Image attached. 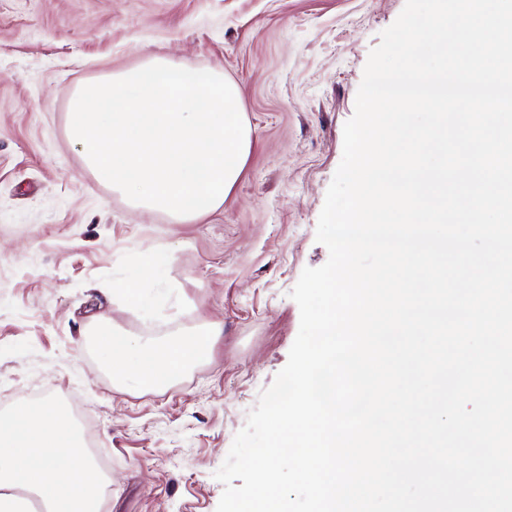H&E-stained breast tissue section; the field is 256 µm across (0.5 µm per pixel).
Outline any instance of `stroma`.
<instances>
[{"mask_svg":"<svg viewBox=\"0 0 512 512\" xmlns=\"http://www.w3.org/2000/svg\"><path fill=\"white\" fill-rule=\"evenodd\" d=\"M405 0H0V411L77 401L112 461L106 512H216L215 472L300 327L290 292L316 239L363 70ZM159 55L223 72L250 129L223 206L184 224L113 191L68 136L83 84ZM170 255L152 318L126 266ZM164 340L223 324L209 357L126 391L92 320Z\"/></svg>","mask_w":512,"mask_h":512,"instance_id":"obj_1","label":"stroma"}]
</instances>
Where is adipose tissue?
Returning a JSON list of instances; mask_svg holds the SVG:
<instances>
[{"label": "adipose tissue", "instance_id": "1", "mask_svg": "<svg viewBox=\"0 0 512 512\" xmlns=\"http://www.w3.org/2000/svg\"><path fill=\"white\" fill-rule=\"evenodd\" d=\"M168 265L169 257L161 251L149 269L127 268V279L139 284L131 298L143 313L152 312ZM223 333V325L212 322L206 340L172 338L156 343L106 325L93 329L101 359L128 388L173 381L205 360L209 337ZM107 482L86 457L69 414L54 401L23 403L0 413V512H33L36 497L47 504L48 512H100Z\"/></svg>", "mask_w": 512, "mask_h": 512}]
</instances>
